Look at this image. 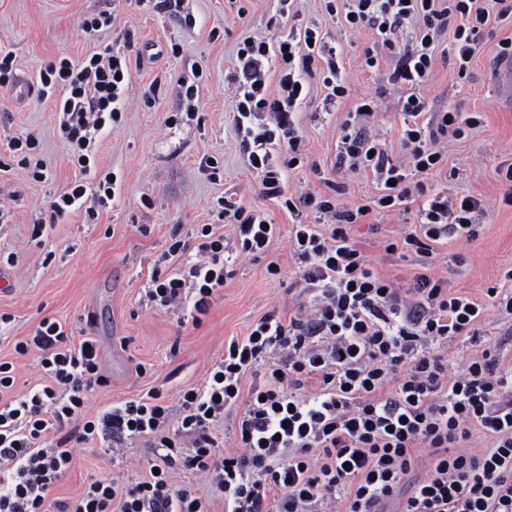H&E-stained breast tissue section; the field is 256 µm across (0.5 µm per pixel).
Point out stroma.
Returning a JSON list of instances; mask_svg holds the SVG:
<instances>
[{
    "label": "stroma",
    "mask_w": 512,
    "mask_h": 512,
    "mask_svg": "<svg viewBox=\"0 0 512 512\" xmlns=\"http://www.w3.org/2000/svg\"><path fill=\"white\" fill-rule=\"evenodd\" d=\"M245 20L235 19L229 0H184L177 13L154 9L150 0H0V49L12 51L17 74L38 79L58 56L81 60L111 48L131 50L132 86L117 128L96 143L100 172L117 177L114 199L98 208L95 220L84 211L70 213L43 242L31 239L33 224L48 220L50 204L77 175L58 134L52 97L33 96L19 105L0 91V156L9 157L12 138L34 135L45 180H31L23 166L0 170V251L15 252L14 280L0 286V314L10 315L0 327V360L13 362L17 393L41 383L35 355H19L15 340L31 335L39 321L52 316L67 327L84 329L96 339L106 386L92 392L86 408L96 413L110 403L154 389L169 405L180 390L201 384L209 366L224 352V343L246 336L263 314L287 315L292 309L289 283L296 266L287 237H279L268 259L240 258L234 274L213 299L200 324H180L176 315L155 310L145 291L153 265L166 249L173 226L191 231L216 223L214 209L224 193L238 192L248 204L268 210L274 223L291 222L286 212L263 199L255 177L240 152L232 128V95L225 78L236 59V44L249 34H267L276 0H241ZM299 25L322 26L331 45L342 51L345 76L354 95L378 92L381 78L365 72L360 53L366 34L336 24L322 0H301ZM101 13L113 15L111 26L87 34L80 21ZM199 68L193 118L183 117L179 77ZM431 103L477 112L484 122L466 139L449 140L448 171L434 177L449 195L485 199L489 215L476 239L449 240L436 273L453 290L481 298L482 291L512 267V206L503 204L507 186L499 164L512 159V85L491 46L475 56L469 74L457 79L447 60H439L435 77L422 90ZM321 87L300 114L309 164L286 175L289 190L320 191L324 179L345 185L343 203L364 201L375 193L372 181L351 177L336 165V142L352 98L325 104ZM177 125H166L172 114ZM211 157L218 173L200 172L198 163ZM377 232L359 226L354 237L382 276L405 287L418 271L416 254H391L386 237L401 231L404 217L396 212L373 215ZM283 270L281 280L266 272L268 260ZM498 344L512 348V322L490 312L478 342L453 341L450 365ZM99 447L76 448L70 469L56 495L69 499L88 479L105 474Z\"/></svg>",
    "instance_id": "1"
}]
</instances>
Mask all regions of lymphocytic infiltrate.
<instances>
[{
    "label": "lymphocytic infiltrate",
    "mask_w": 512,
    "mask_h": 512,
    "mask_svg": "<svg viewBox=\"0 0 512 512\" xmlns=\"http://www.w3.org/2000/svg\"><path fill=\"white\" fill-rule=\"evenodd\" d=\"M324 2L347 30L369 35L361 65L398 94L404 160L374 128L378 97H353L320 28L243 37L228 78L232 125L261 196L293 223L281 229L225 194L218 218L232 226L234 247L216 224L197 225L188 239L173 233L146 296L162 310L205 314L232 276L226 249L266 258L284 234L299 303L225 344L203 384L181 390L176 416L153 389L87 415L91 393L106 384L98 346L44 317L14 349L37 356L45 384L14 395V365L0 361V512H210L208 498L173 482L176 470L205 475L224 512H512V358L488 348L459 374L448 366L449 344L475 339L488 309L512 319V268L480 300L435 273L440 245L475 238L488 213L484 199L448 197L432 181L448 165V140L468 138L483 119L432 108L421 94L437 60L452 57L466 78L487 40L497 59L512 58V37L495 36L512 25V0ZM39 80L42 94L57 96L61 137L80 173L52 202L55 222L83 206L96 137L125 107L130 59L109 49L62 57ZM316 83L326 100H355L336 165L372 175L369 202L341 203L345 186L331 180L324 194L286 190V172L306 159L299 114ZM376 211L413 216L384 242L386 252L420 257L408 287L378 275L353 237ZM189 249L194 262L181 265ZM228 412L237 416L230 449L217 436ZM477 436L486 445L475 452ZM135 441L155 451L142 476L92 478L76 498L54 496L75 448L96 442L113 460Z\"/></svg>",
    "instance_id": "f902f5d3"
}]
</instances>
